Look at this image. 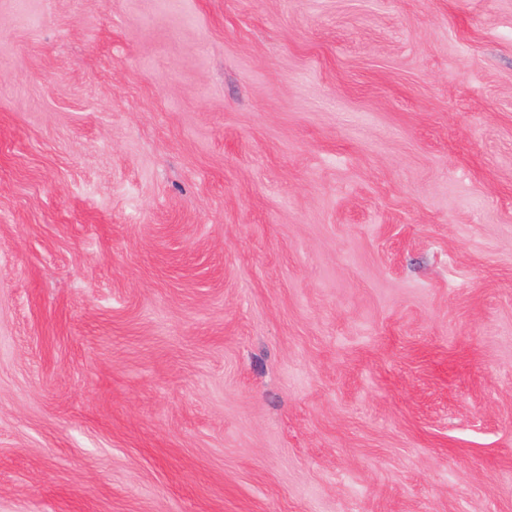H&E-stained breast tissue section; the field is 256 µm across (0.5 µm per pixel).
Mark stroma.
<instances>
[{
	"mask_svg": "<svg viewBox=\"0 0 512 512\" xmlns=\"http://www.w3.org/2000/svg\"><path fill=\"white\" fill-rule=\"evenodd\" d=\"M0 512H512V0H0Z\"/></svg>",
	"mask_w": 512,
	"mask_h": 512,
	"instance_id": "obj_1",
	"label": "stroma"
}]
</instances>
